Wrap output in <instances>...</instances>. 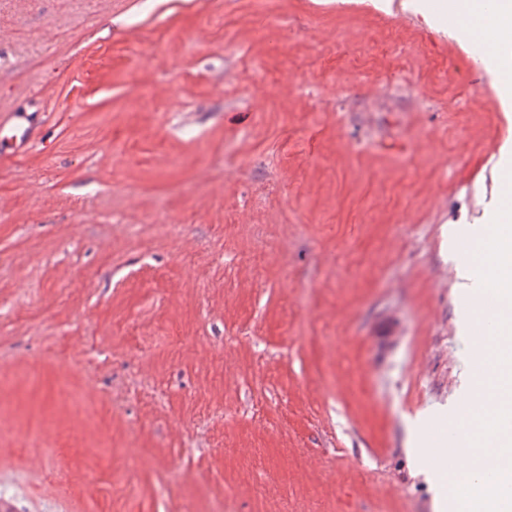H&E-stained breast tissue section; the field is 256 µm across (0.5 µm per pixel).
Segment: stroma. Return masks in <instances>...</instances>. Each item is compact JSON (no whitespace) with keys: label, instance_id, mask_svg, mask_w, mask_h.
<instances>
[{"label":"stroma","instance_id":"stroma-1","mask_svg":"<svg viewBox=\"0 0 512 512\" xmlns=\"http://www.w3.org/2000/svg\"><path fill=\"white\" fill-rule=\"evenodd\" d=\"M442 2L0 0V505L461 512L512 67ZM8 128L13 132L11 140L15 145V153L26 147L31 141V128L27 125L26 117L21 112H2L0 114V129Z\"/></svg>","mask_w":512,"mask_h":512}]
</instances>
